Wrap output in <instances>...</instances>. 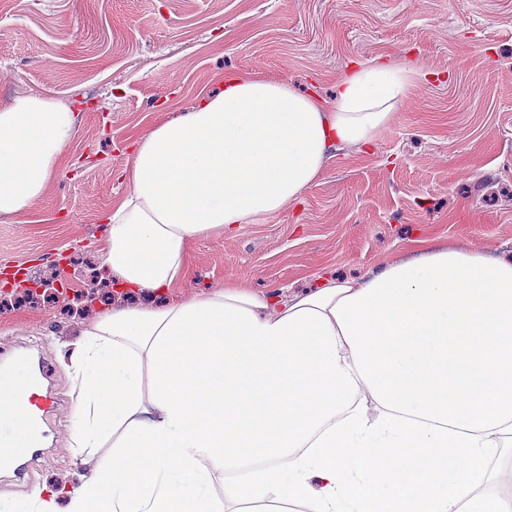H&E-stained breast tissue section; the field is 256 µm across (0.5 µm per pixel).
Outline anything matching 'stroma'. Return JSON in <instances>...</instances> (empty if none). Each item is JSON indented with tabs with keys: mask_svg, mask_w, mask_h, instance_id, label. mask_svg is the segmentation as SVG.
I'll use <instances>...</instances> for the list:
<instances>
[{
	"mask_svg": "<svg viewBox=\"0 0 512 512\" xmlns=\"http://www.w3.org/2000/svg\"><path fill=\"white\" fill-rule=\"evenodd\" d=\"M385 61L421 78L374 146L332 151L296 203L192 243L198 290L230 280L292 293L421 238L512 252V0H0V106L34 95L78 116L45 196L0 218V269L68 270L65 292L0 305V364L41 358L56 401L25 478L0 474V503L86 472L68 450L59 344L88 315L102 217L130 189L136 140L222 91L229 73L271 75L332 105L347 65Z\"/></svg>",
	"mask_w": 512,
	"mask_h": 512,
	"instance_id": "obj_1",
	"label": "stroma"
}]
</instances>
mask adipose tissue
Here are the masks:
<instances>
[{
  "label": "adipose tissue",
  "mask_w": 512,
  "mask_h": 512,
  "mask_svg": "<svg viewBox=\"0 0 512 512\" xmlns=\"http://www.w3.org/2000/svg\"><path fill=\"white\" fill-rule=\"evenodd\" d=\"M417 78L351 65L329 108L231 73L136 142L100 261L139 303L63 346L87 474L7 512H512L490 468L512 451V256L423 240L289 296L188 289L192 242L299 200L332 149L374 144ZM76 126L43 97L0 107V218L44 196Z\"/></svg>",
  "instance_id": "adipose-tissue-1"
}]
</instances>
